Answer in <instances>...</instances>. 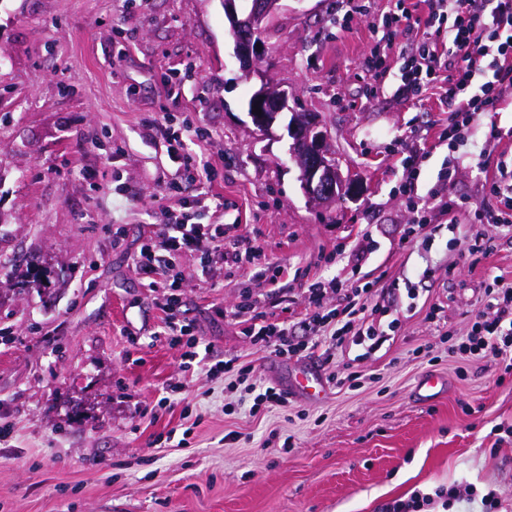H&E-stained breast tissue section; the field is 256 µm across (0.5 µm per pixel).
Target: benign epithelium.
<instances>
[{"instance_id":"1","label":"benign epithelium","mask_w":512,"mask_h":512,"mask_svg":"<svg viewBox=\"0 0 512 512\" xmlns=\"http://www.w3.org/2000/svg\"><path fill=\"white\" fill-rule=\"evenodd\" d=\"M224 17L235 40V53L245 74L259 73L261 86L248 100V112L253 124L264 134L275 136L281 117L290 111L288 92L279 89L259 64L268 56V47L261 38L269 20L279 11L281 0H251L250 8L239 7V0H222ZM261 112H254V108ZM292 139L291 158L299 169L302 192L308 202L329 207L345 197L358 194V182L345 179L333 157L330 132L318 116L292 112L286 125Z\"/></svg>"}]
</instances>
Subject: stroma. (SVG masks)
Returning <instances> with one entry per match:
<instances>
[{
	"label": "stroma",
	"mask_w": 512,
	"mask_h": 512,
	"mask_svg": "<svg viewBox=\"0 0 512 512\" xmlns=\"http://www.w3.org/2000/svg\"><path fill=\"white\" fill-rule=\"evenodd\" d=\"M362 3L282 0L263 34V70L294 94L295 111L324 121L342 171L361 179L358 198L326 208L307 202L288 135L253 125L260 79L240 70L221 0H0V328L10 330L0 425L12 429L0 444V512H380L437 487L460 490L451 512H481L491 489L512 512V441L502 438L512 375L457 350L487 307L488 275L512 287V232L473 215L498 205L485 175L512 158V95L462 142L439 141L446 108L397 94V54L373 84L363 59L385 44L389 4L372 0L366 16ZM149 118L204 130L192 151L207 169L178 171L164 140L147 136ZM406 144L423 152L419 194L473 205L451 220L436 214L428 242L402 240ZM173 208L259 247L230 278L203 280L187 262L179 294L195 335L262 382L280 385L304 364L257 350L231 314L244 291H259L254 274L267 263L301 273L264 302L291 319L305 313L302 283L357 263L395 308L412 285L443 310L404 318L394 343L363 361L333 356L321 371L338 380L324 399L292 395L250 416L236 370L183 376L177 351L153 338L164 314L132 258ZM479 231L492 250L475 265L467 246ZM352 370L360 379L343 384ZM427 373L448 390L419 403ZM173 429L188 431L187 446L167 440Z\"/></svg>",
	"instance_id": "stroma-1"
}]
</instances>
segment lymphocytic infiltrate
Here are the masks:
<instances>
[{
	"instance_id": "f902f5d3",
	"label": "lymphocytic infiltrate",
	"mask_w": 512,
	"mask_h": 512,
	"mask_svg": "<svg viewBox=\"0 0 512 512\" xmlns=\"http://www.w3.org/2000/svg\"><path fill=\"white\" fill-rule=\"evenodd\" d=\"M392 29L384 51L365 58L364 65L376 82H384L387 52L402 57V95L418 98L441 89L448 107V125L440 140L457 144L484 113L498 111L506 94H512V0H394L385 18ZM487 63L492 77L477 83L480 63ZM418 153L405 159L406 177L400 191L414 218L404 232L405 241L426 236L432 222L429 202L420 196L417 182ZM490 191L502 205L496 212L480 213V223L496 227L512 225V166L498 162L489 180ZM259 250L249 240L225 243L220 224H199L188 212H171L157 239L143 245L134 267L145 288L155 296L165 315L161 334L170 348L180 353V367L189 372L209 368L219 373L224 360L213 357V345H200L188 325L178 317L183 266L194 260L203 278L216 271L254 263ZM373 282L363 280L359 267H352L344 280H314L304 289L306 313L297 323L269 321L260 309V296L248 293L234 308L243 323L242 333L269 354L311 357L317 351L332 353L360 348L373 354L385 344L387 330L398 321H384V308L375 297ZM492 316L476 313L460 349L474 357L492 356L505 372H512V289H496Z\"/></svg>"
}]
</instances>
